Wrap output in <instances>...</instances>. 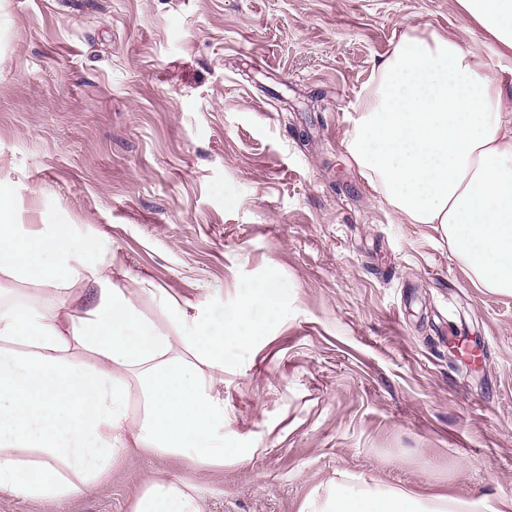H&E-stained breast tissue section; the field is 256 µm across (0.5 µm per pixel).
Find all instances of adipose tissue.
<instances>
[{
    "mask_svg": "<svg viewBox=\"0 0 512 512\" xmlns=\"http://www.w3.org/2000/svg\"><path fill=\"white\" fill-rule=\"evenodd\" d=\"M497 43L512 49V0H458ZM346 149L370 184L416 224L439 225L471 280L512 296V113L481 55L451 39L404 34L373 73ZM68 224L34 235L12 221L0 185V274L38 289L0 295V492L53 512L91 493L122 457L148 451L204 467L222 462L224 350L262 329L253 311L275 305L261 284L218 332L205 313L169 294L159 301L178 335L112 282L111 263ZM95 298L77 303L76 283ZM139 394L140 415L130 412ZM486 499L339 485L308 512H488ZM135 512H203L186 486L147 480Z\"/></svg>",
    "mask_w": 512,
    "mask_h": 512,
    "instance_id": "adipose-tissue-1",
    "label": "adipose tissue"
}]
</instances>
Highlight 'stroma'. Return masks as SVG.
Returning a JSON list of instances; mask_svg holds the SVG:
<instances>
[{
  "instance_id": "obj_1",
  "label": "stroma",
  "mask_w": 512,
  "mask_h": 512,
  "mask_svg": "<svg viewBox=\"0 0 512 512\" xmlns=\"http://www.w3.org/2000/svg\"><path fill=\"white\" fill-rule=\"evenodd\" d=\"M409 31L479 49L512 110V50L458 0H0V182L25 232L70 224L112 281L221 320L270 284L279 318L228 346L206 468L125 457L56 512H135L147 478L206 512H303L334 485L512 499V296L475 287L345 141ZM479 337L478 362L448 350Z\"/></svg>"
}]
</instances>
